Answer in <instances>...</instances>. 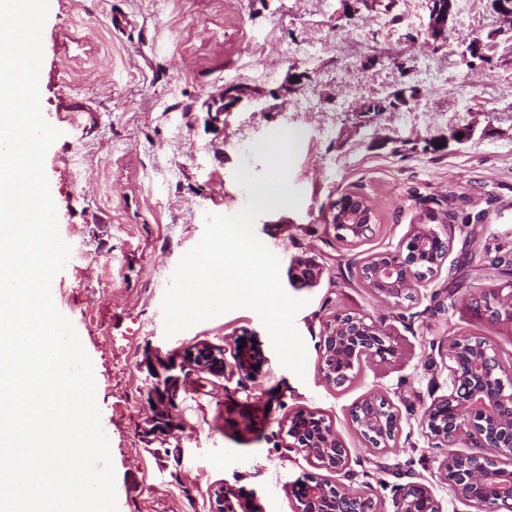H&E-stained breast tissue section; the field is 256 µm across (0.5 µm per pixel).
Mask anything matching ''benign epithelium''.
I'll use <instances>...</instances> for the list:
<instances>
[{
	"instance_id": "obj_1",
	"label": "benign epithelium",
	"mask_w": 512,
	"mask_h": 512,
	"mask_svg": "<svg viewBox=\"0 0 512 512\" xmlns=\"http://www.w3.org/2000/svg\"><path fill=\"white\" fill-rule=\"evenodd\" d=\"M451 14L430 10L429 36L445 37ZM255 98L254 92L226 85L207 108L220 115ZM328 223L340 243L355 247L373 231V206L365 195L350 191L331 203ZM450 248L451 238L440 225L412 224L395 249L365 257L357 276L376 297L398 304L438 277ZM422 256L431 259V272L423 278L415 268ZM484 312L494 320L512 323L511 280L488 299ZM438 353L446 359L452 388L430 403L424 425L432 447L448 449L439 463V479L475 512H500L501 507L512 505V370H504L498 350L477 336H450L438 345ZM398 355V347L375 322L344 310L323 326L319 372L327 384L340 388L352 381L363 358L386 363ZM266 362L261 345L249 336L235 338L228 348L194 341L167 352L146 350L139 363L149 378V412L140 424L142 437L150 445L171 437L182 426L177 414L180 403L203 376L222 377L230 370L251 380ZM348 423L365 447L379 452L394 447L403 431L400 409L381 390L354 403ZM283 430L291 446L317 468L336 475L350 473L349 449L322 415L298 410L286 418ZM461 441L476 452L455 450ZM286 492L295 502V512H381L368 492L355 493L337 479L309 475ZM209 509L260 512L252 492L229 483L210 493ZM394 512H442V507L431 486L416 482L395 497Z\"/></svg>"
}]
</instances>
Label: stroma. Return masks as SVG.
Wrapping results in <instances>:
<instances>
[{"instance_id": "35a3bbf8", "label": "stroma", "mask_w": 512, "mask_h": 512, "mask_svg": "<svg viewBox=\"0 0 512 512\" xmlns=\"http://www.w3.org/2000/svg\"><path fill=\"white\" fill-rule=\"evenodd\" d=\"M430 0H50L43 28L40 104L59 138L44 171L70 258L52 280L57 309L90 357L108 438L118 512H209L208 492L231 482L254 491L263 512H293L287 484L317 468L288 445L287 415L322 414L340 434L355 472L384 512L413 482L432 486L443 512H472L437 476L440 452L423 416L448 390L431 342L479 336L512 358V325L477 312L472 268L512 249V22L490 0H455L445 39L427 35ZM248 86L244 103L213 120L208 101L225 84ZM412 87L408 103L380 113L371 101ZM72 103L75 113L65 112ZM298 136L291 185L298 209L260 215L255 236L280 260L286 292L304 300L295 326L307 347L304 376L283 367L258 314L239 308L166 336L161 308L181 257L200 240L204 215H230L248 198L238 165L259 175L257 146ZM454 130L464 140L450 139ZM440 147H430L433 139ZM348 191L375 210L359 246L338 243L327 222ZM452 214V246L440 277L396 306L372 295L356 266L394 248L409 225ZM476 216L465 225L461 215ZM322 270L292 278L298 259ZM339 310H355L390 334L399 356L363 361L336 388L320 377L318 342ZM252 335L268 357L257 377L208 376L186 394L184 429L162 458L137 432L146 415V349L196 340L227 345ZM389 389L403 414L396 447L365 448L349 408Z\"/></svg>"}]
</instances>
